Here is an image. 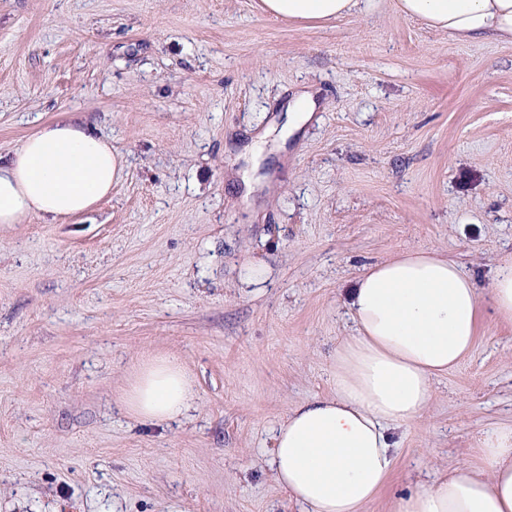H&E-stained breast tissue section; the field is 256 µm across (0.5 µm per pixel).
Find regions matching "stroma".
I'll use <instances>...</instances> for the list:
<instances>
[{
  "mask_svg": "<svg viewBox=\"0 0 512 512\" xmlns=\"http://www.w3.org/2000/svg\"><path fill=\"white\" fill-rule=\"evenodd\" d=\"M305 90L271 191L243 195L242 148ZM71 116L123 172L86 215L0 226V512H296L272 430L330 393L343 288L436 249L486 289L512 258V43L392 0L318 27L259 0H0V155ZM155 355L195 394L167 425L123 403ZM511 424L512 322L487 301L367 512Z\"/></svg>",
  "mask_w": 512,
  "mask_h": 512,
  "instance_id": "stroma-1",
  "label": "stroma"
}]
</instances>
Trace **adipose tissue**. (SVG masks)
<instances>
[{
  "label": "adipose tissue",
  "mask_w": 512,
  "mask_h": 512,
  "mask_svg": "<svg viewBox=\"0 0 512 512\" xmlns=\"http://www.w3.org/2000/svg\"><path fill=\"white\" fill-rule=\"evenodd\" d=\"M377 0H261L264 11L304 25L367 14ZM404 15L459 41L512 42V0H394ZM122 173L112 143L78 117L45 124L0 159V225L64 221L93 209ZM512 321V259L482 292L436 250H410L363 268L345 292L352 335L336 345L332 391L289 410L272 468L298 512H364L394 466L390 429L428 409L433 382L473 350L483 299ZM193 400L173 358L144 363L125 402L143 423L180 416ZM475 462L441 471L402 496L398 512H512V425L493 428Z\"/></svg>",
  "instance_id": "ef3b65f1"
}]
</instances>
